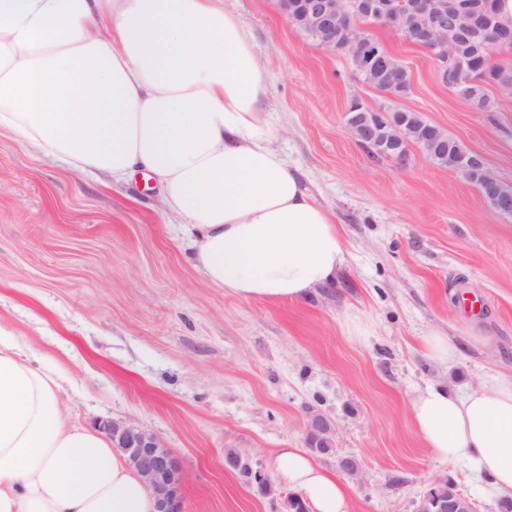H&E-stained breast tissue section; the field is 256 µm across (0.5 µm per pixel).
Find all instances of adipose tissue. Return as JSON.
<instances>
[{
    "label": "adipose tissue",
    "mask_w": 512,
    "mask_h": 512,
    "mask_svg": "<svg viewBox=\"0 0 512 512\" xmlns=\"http://www.w3.org/2000/svg\"><path fill=\"white\" fill-rule=\"evenodd\" d=\"M266 78L224 0H0V128L78 171L143 169L167 212L197 230L196 268L246 301H298L345 262L332 215L274 148ZM59 375L0 328V512H154L99 431L70 423ZM440 459L512 496V378L412 404ZM277 482L309 512H350L345 486L300 448Z\"/></svg>",
    "instance_id": "ef3b65f1"
}]
</instances>
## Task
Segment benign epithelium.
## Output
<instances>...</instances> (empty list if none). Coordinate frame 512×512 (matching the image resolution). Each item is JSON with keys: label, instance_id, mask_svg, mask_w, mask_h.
<instances>
[{"label": "benign epithelium", "instance_id": "7a95c632", "mask_svg": "<svg viewBox=\"0 0 512 512\" xmlns=\"http://www.w3.org/2000/svg\"><path fill=\"white\" fill-rule=\"evenodd\" d=\"M305 16L311 18L317 28L320 46L327 52L339 55H363L362 39L371 26V20L393 31L405 28L407 15L430 18L418 31L423 49L438 56L434 61L436 74L441 82H448V65L453 57L446 50L448 29L464 31L472 28L479 16L490 11V0H478L475 6L452 13L446 6L433 0H363L360 9L353 13L347 0H307ZM350 135L363 147H371L386 141L388 134L383 127L357 123L347 125ZM452 165L459 171L482 173L484 180L493 186L498 178L486 167L481 157H463ZM126 456L130 466L143 479L151 491L156 512H183L182 469L175 452L166 447L153 433L119 420L96 423ZM336 422L328 415L313 408L307 411L304 429V447L322 454L324 449L335 447ZM449 486L450 493L442 497L438 490ZM433 501L436 512H474L473 502L461 493L456 485H448V479H435L425 496Z\"/></svg>", "mask_w": 512, "mask_h": 512}]
</instances>
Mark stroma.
<instances>
[{"instance_id":"obj_1","label":"stroma","mask_w":512,"mask_h":512,"mask_svg":"<svg viewBox=\"0 0 512 512\" xmlns=\"http://www.w3.org/2000/svg\"><path fill=\"white\" fill-rule=\"evenodd\" d=\"M225 3L265 69L275 147L343 237L333 283L278 304L225 293L195 268L194 233L154 180L75 171L1 130L0 326L59 372L71 423L123 421L176 452L184 512H285L226 469L225 452L270 470L278 449L302 447L310 406L336 422V454L318 463L347 485L351 512H414L439 477L497 512L486 480L427 448L412 401L512 376V217L419 148L402 168L370 156L346 113L382 94L289 25L278 0ZM373 33L410 74L403 107L512 183V97L473 111L426 51ZM352 319L365 335L349 333ZM433 330L459 345L455 364L426 355ZM347 456L358 476L341 473Z\"/></svg>"}]
</instances>
